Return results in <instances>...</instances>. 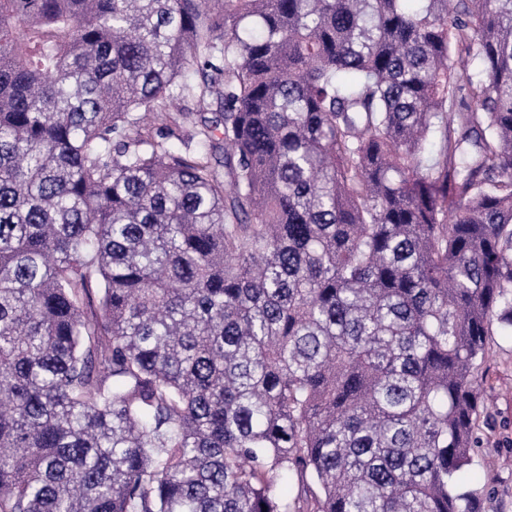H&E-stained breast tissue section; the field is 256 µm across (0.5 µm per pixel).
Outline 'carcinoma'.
Listing matches in <instances>:
<instances>
[{
  "label": "carcinoma",
  "mask_w": 512,
  "mask_h": 512,
  "mask_svg": "<svg viewBox=\"0 0 512 512\" xmlns=\"http://www.w3.org/2000/svg\"><path fill=\"white\" fill-rule=\"evenodd\" d=\"M410 2L0 0V512H476L512 0ZM198 95V94H197ZM197 95H190L183 97L175 102L167 114L163 116L152 118L151 130L153 134L158 131L167 137L166 141L176 149L183 150L182 138L186 131L190 130L189 121L197 118V111L199 110ZM169 113V114H168ZM190 113L189 119H184L181 114ZM166 115V116H165Z\"/></svg>",
  "instance_id": "cac0c4a2"
}]
</instances>
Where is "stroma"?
<instances>
[{"label":"stroma","mask_w":512,"mask_h":512,"mask_svg":"<svg viewBox=\"0 0 512 512\" xmlns=\"http://www.w3.org/2000/svg\"><path fill=\"white\" fill-rule=\"evenodd\" d=\"M198 109L197 96L183 97L168 114L153 118L151 127L181 148L187 117ZM488 346L489 356L480 368V396L489 416L475 430L472 461L460 480L475 494L479 512H512V335L495 332Z\"/></svg>","instance_id":"1"}]
</instances>
